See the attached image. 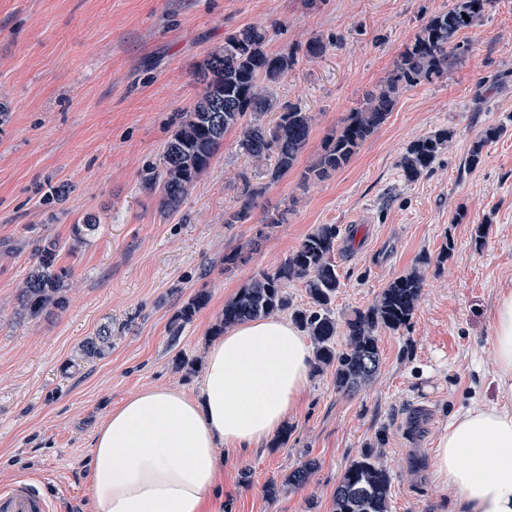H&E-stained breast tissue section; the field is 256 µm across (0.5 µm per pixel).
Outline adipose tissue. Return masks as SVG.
<instances>
[{
    "label": "adipose tissue",
    "instance_id": "ef3b65f1",
    "mask_svg": "<svg viewBox=\"0 0 512 512\" xmlns=\"http://www.w3.org/2000/svg\"><path fill=\"white\" fill-rule=\"evenodd\" d=\"M495 379L512 392V290L497 300ZM312 349L292 322L241 323L208 347L196 394L141 391L100 424L91 448L93 512H221L225 449L266 443L295 413ZM432 476L458 512H512V407L479 405L440 433Z\"/></svg>",
    "mask_w": 512,
    "mask_h": 512
}]
</instances>
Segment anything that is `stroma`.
<instances>
[{"label":"stroma","mask_w":512,"mask_h":512,"mask_svg":"<svg viewBox=\"0 0 512 512\" xmlns=\"http://www.w3.org/2000/svg\"><path fill=\"white\" fill-rule=\"evenodd\" d=\"M451 0H0V486L20 477L55 496L58 512H92L91 444L100 421L149 388L196 393L200 374L174 360L204 356L224 303L279 267L322 224L339 229L337 323L420 268L408 327L379 333L380 366L361 390L337 391L335 370L312 372L288 440L224 455V512H333L345 467L379 452L390 512H454L430 468L439 434L476 403L512 402L492 379L493 311L512 289V0L463 32L468 56L446 75L404 90L385 123L329 178L302 184L325 136L393 68L423 19ZM270 52L297 62L268 92L315 116L297 168L270 182L231 130L183 206L161 210L145 189L164 146L202 92L198 70L224 37L249 24ZM313 37L328 45L305 55ZM504 135L483 164L464 166L480 132ZM454 137L433 170L406 181L415 139ZM264 188L250 221L228 224L242 178ZM287 210L265 227L263 212ZM95 216L80 245L73 225ZM484 225L485 245L472 235ZM59 240L72 268L68 307L16 321L13 300L33 264L32 243ZM244 248L246 259L223 257ZM430 263L418 267L420 256ZM209 302L171 340L169 322L198 289ZM112 349L85 362L78 347L102 327ZM300 488L286 474L307 460ZM281 483L269 498L270 482Z\"/></svg>","instance_id":"obj_1"}]
</instances>
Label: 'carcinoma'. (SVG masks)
Listing matches in <instances>:
<instances>
[{
  "mask_svg": "<svg viewBox=\"0 0 512 512\" xmlns=\"http://www.w3.org/2000/svg\"><path fill=\"white\" fill-rule=\"evenodd\" d=\"M496 2L455 0L448 10L424 21L377 91L325 138L318 158L302 173L303 181H321L336 173L378 131L405 89L439 78L458 64L470 50L459 40L460 34L481 23ZM267 43V29L250 24L225 36L224 47L208 55L204 68L214 72L216 79L203 87L200 98L172 132L161 170L149 183L150 188L159 190L164 209H180L231 129L239 130V145L245 154L270 161L269 182L278 181L296 165L311 135L314 116L291 103L278 112L276 103L263 93V83L279 81L296 63V54L270 53ZM248 113L251 120L246 122ZM272 113V123L262 121ZM502 134L499 126L485 128L473 142L465 166L478 168L485 148ZM453 136V131L441 129L412 141L400 161L404 178L412 182L429 171ZM242 182L241 205L225 216L226 224L249 220L263 193V189L251 187L248 179ZM337 236L336 225H319L275 271L258 274L225 302L211 334L221 336L242 322L288 310L314 345L316 369L335 368L337 390L350 393L371 382L380 365L377 333L409 325L423 288L419 267L429 264L430 258L420 257L418 267L394 279L370 306L354 311L345 325L346 347L338 350V324L329 309L340 287L333 260ZM59 255L57 240H36L35 262L15 291L18 317L36 318L68 306L66 293L72 272L59 265ZM293 281L304 283L309 307L298 308L288 297L285 288ZM208 300L209 294L202 288L182 303L169 324L172 338L179 336ZM111 349L112 329L104 327L81 343L79 356L87 361L101 359ZM316 468V461L308 460L289 472L284 483L302 487ZM390 494L386 467L379 458L365 454L345 469L336 488L334 512H389Z\"/></svg>",
  "mask_w": 512,
  "mask_h": 512,
  "instance_id": "obj_1",
  "label": "carcinoma"
}]
</instances>
